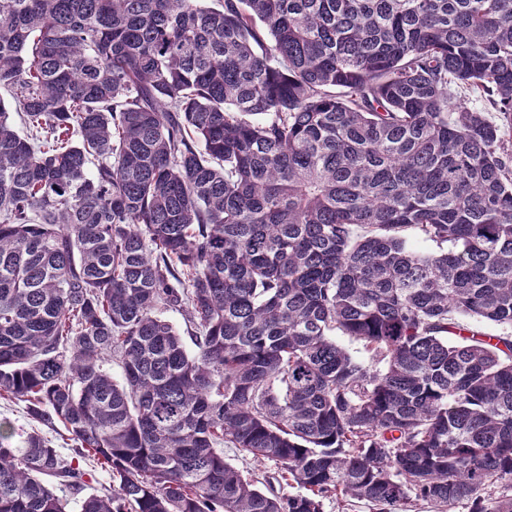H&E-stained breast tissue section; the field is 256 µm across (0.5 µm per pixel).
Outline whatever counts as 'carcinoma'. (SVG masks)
<instances>
[{
  "instance_id": "obj_1",
  "label": "carcinoma",
  "mask_w": 512,
  "mask_h": 512,
  "mask_svg": "<svg viewBox=\"0 0 512 512\" xmlns=\"http://www.w3.org/2000/svg\"><path fill=\"white\" fill-rule=\"evenodd\" d=\"M461 87L512 125V0H0V399L112 480L0 422V512H512V155ZM0 419L6 420L12 427V441L15 444H21L26 436L33 430L40 428L43 433L51 437L55 443L56 448L68 456L74 457V462L79 465L80 470L85 472L84 480H86V491L90 493L103 492L105 489H109L112 483L108 474L103 471L100 466H92L84 458L76 456L72 450V442L67 441L65 437L60 436L58 433L48 430L46 427L39 426L31 417L27 414L26 403L18 400H1L0 399ZM224 458L243 470L245 474L258 478L259 481H263V477H272L277 471L275 464L269 461L260 463L251 458L243 460L235 448L224 449Z\"/></svg>"
}]
</instances>
